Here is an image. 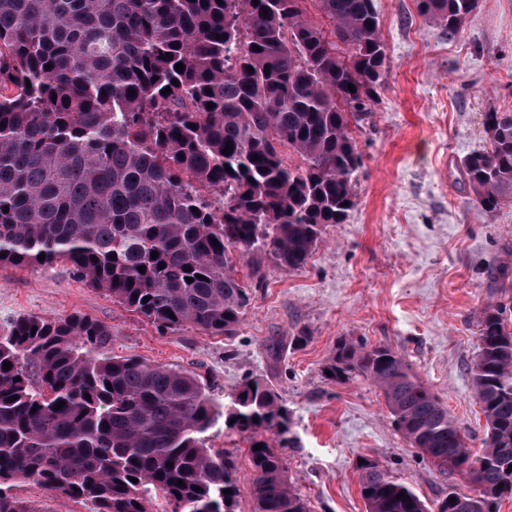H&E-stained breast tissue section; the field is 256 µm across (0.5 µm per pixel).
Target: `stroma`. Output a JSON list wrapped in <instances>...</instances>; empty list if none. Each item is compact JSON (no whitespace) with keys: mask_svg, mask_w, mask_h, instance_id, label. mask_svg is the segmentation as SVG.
<instances>
[{"mask_svg":"<svg viewBox=\"0 0 512 512\" xmlns=\"http://www.w3.org/2000/svg\"><path fill=\"white\" fill-rule=\"evenodd\" d=\"M386 47L384 83L354 135L362 153L356 206L326 227L307 264L263 279L242 263L251 294L229 336L189 326L159 332L75 276L66 265L0 264V336L22 316L82 313L112 331L107 352L195 375L216 402L248 378L272 384L290 418L280 453L311 512H366L358 462L378 460L409 485L430 512L452 492H469L397 430L380 389L357 379L326 380L324 366L346 338L402 354L447 406L469 448L485 419L472 387L477 319L504 301L491 266L512 252V203L494 216L475 205L462 164L488 142L486 113L512 109V0H478L460 36L419 15L416 0H375ZM305 333L306 341L291 338ZM285 349L272 363L273 342ZM211 448L232 452L239 474L234 512H253L244 436L216 425ZM10 491L37 512H89L30 482Z\"/></svg>","mask_w":512,"mask_h":512,"instance_id":"35a3bbf8","label":"stroma"}]
</instances>
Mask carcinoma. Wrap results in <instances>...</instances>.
Segmentation results:
<instances>
[{"label":"carcinoma","mask_w":512,"mask_h":512,"mask_svg":"<svg viewBox=\"0 0 512 512\" xmlns=\"http://www.w3.org/2000/svg\"><path fill=\"white\" fill-rule=\"evenodd\" d=\"M304 2L0 0V263H63L159 330L231 335L250 300L237 262L255 261L256 277L265 260L298 270L355 207L351 120L384 78L374 0H310L328 31ZM417 5L455 37L477 0ZM485 125L488 146L462 169L489 216L512 200V112ZM478 326L477 455L391 348L344 339L323 371L374 383L407 441L467 477L473 512H496L512 496V305L487 303ZM111 336L81 314L29 316L0 336V512H35L6 488L15 480L91 512H151L153 491L171 512H233L235 462L208 446L221 418L249 440L254 512H309L267 437L289 422L269 384L247 379L221 406L186 371L106 355ZM358 468L366 512H429L376 460Z\"/></svg>","instance_id":"1"}]
</instances>
